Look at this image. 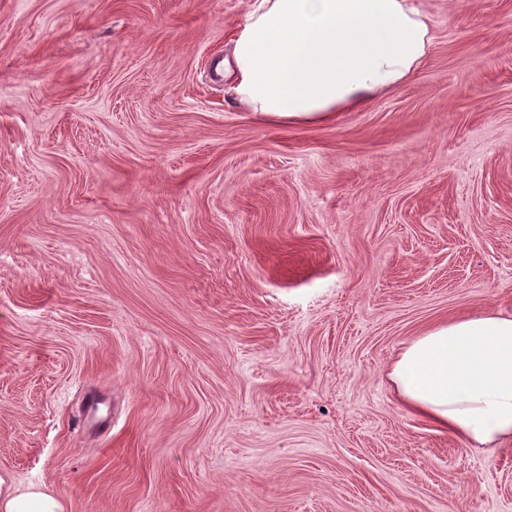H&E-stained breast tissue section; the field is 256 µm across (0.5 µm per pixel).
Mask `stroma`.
<instances>
[{
  "label": "stroma",
  "mask_w": 512,
  "mask_h": 512,
  "mask_svg": "<svg viewBox=\"0 0 512 512\" xmlns=\"http://www.w3.org/2000/svg\"><path fill=\"white\" fill-rule=\"evenodd\" d=\"M325 124L212 64L250 0H0V472L63 512H512L410 414L441 319L512 312V0Z\"/></svg>",
  "instance_id": "obj_1"
}]
</instances>
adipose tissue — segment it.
I'll return each instance as SVG.
<instances>
[{
    "label": "adipose tissue",
    "instance_id": "ef3b65f1",
    "mask_svg": "<svg viewBox=\"0 0 512 512\" xmlns=\"http://www.w3.org/2000/svg\"><path fill=\"white\" fill-rule=\"evenodd\" d=\"M411 0H253L224 62L229 93L273 123L322 124L408 80L427 59ZM410 413L466 447H512V314L449 318L410 340L389 373ZM45 487L0 474V512H59Z\"/></svg>",
    "mask_w": 512,
    "mask_h": 512
}]
</instances>
